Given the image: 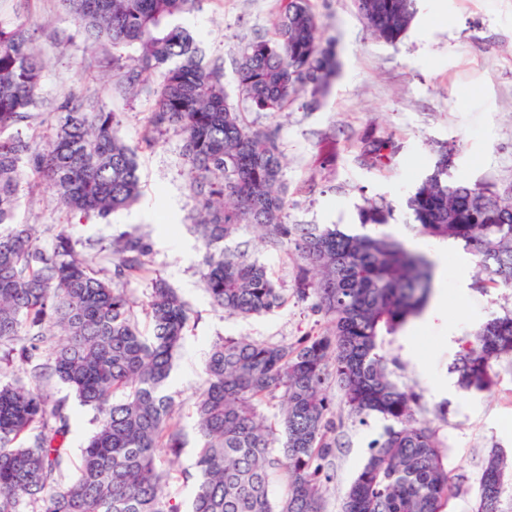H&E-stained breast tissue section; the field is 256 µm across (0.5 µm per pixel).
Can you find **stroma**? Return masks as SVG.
I'll use <instances>...</instances> for the list:
<instances>
[{"label":"stroma","instance_id":"35a3bbf8","mask_svg":"<svg viewBox=\"0 0 512 512\" xmlns=\"http://www.w3.org/2000/svg\"><path fill=\"white\" fill-rule=\"evenodd\" d=\"M278 0H201L184 19L206 60L220 63L229 103L249 124L275 129L284 154L288 187L287 221L337 224L357 233L366 200L390 207L386 227L395 237L419 241L437 264L436 292L446 302L434 318L410 320L388 345L401 384L419 398V417L431 420L449 447L448 468L459 480L444 512H473L480 465L492 450L512 457V356L493 366L488 392L447 393L452 370L469 332L489 318L512 311V290L479 289L481 273L463 248L416 237L407 198L426 178L441 142H455L451 178L512 186V0H419V12L397 43L376 39L356 13L353 0H314L324 37L336 40L339 75L314 110L292 105L258 112L238 95L235 68L239 47L271 36ZM0 21L23 22L34 31L46 68L39 112L77 94L84 103L116 112L125 141L138 145L154 103L150 87L120 92L112 78V50L91 46L59 0H0ZM371 134L398 147L389 169L363 166L360 140ZM144 189L140 203L105 220L71 223L48 193L23 194L19 217L34 224L43 249L68 229L77 250L96 255L127 231L147 234L153 268L178 290L192 310L189 330L175 359L166 390L177 404L175 423L189 444L179 457L161 456L171 478L165 494L181 512L191 508L192 487L180 473L192 469L196 439L193 398L203 382L212 344L219 338L295 343L325 332L328 322L312 301L294 294L299 263L295 253L262 242L241 226L229 247L248 245L284 288L288 302L271 314L241 319L212 307L201 284V242L194 229L196 201L188 187L182 139L159 136L139 152ZM50 400L68 401L69 446L79 452L92 432L90 409L70 398L67 387L50 381ZM338 432L346 443L327 470L325 512H341L342 500L385 423L370 416L350 418L335 381H328Z\"/></svg>","mask_w":512,"mask_h":512}]
</instances>
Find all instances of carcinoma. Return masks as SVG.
Masks as SVG:
<instances>
[{
  "label": "carcinoma",
  "instance_id": "1",
  "mask_svg": "<svg viewBox=\"0 0 512 512\" xmlns=\"http://www.w3.org/2000/svg\"><path fill=\"white\" fill-rule=\"evenodd\" d=\"M85 40L112 47V77L127 91L157 79L154 106L137 147L119 120L65 97L45 131L24 134L38 106L45 67L22 23L0 22V512H177L165 500L170 473L159 454L178 455L187 439L164 393L191 320L178 291L151 267L146 235L127 233L97 256L80 255L61 230L51 251L35 225L17 221L21 192L47 191L68 214L106 220L143 197L137 152L156 135L184 142L189 190L197 201L202 285L211 305L232 316L271 313L287 301L267 268L224 242L243 224L274 246L295 242L302 261L294 294L315 298L330 328L291 345L238 338L213 343L194 399L197 443L192 512H324V469L336 453V422L325 389L336 379L348 413L389 421L345 494L342 512H443L453 495L449 448L416 397L394 378L386 345L425 309L435 264L377 228L391 209L360 208L361 227L289 224L283 157L273 129L255 128L227 102L221 66L204 63L180 19L199 0H60ZM418 0H354L370 33L394 43ZM339 63L311 0H281L272 35L246 43L236 68L239 96L259 112L304 99L320 103ZM443 142L430 173L408 198L411 228L436 242L463 243L495 288H512V200L485 185L449 178ZM388 138L361 141L363 163L387 167ZM474 196L457 222L456 194ZM147 279L141 310L126 285ZM512 355V313L473 333L453 371L464 391H487L493 363ZM58 379L93 412L94 431L70 463L67 404L49 403ZM272 405L269 422L260 407ZM280 453H274L276 444ZM508 465L485 460L475 512H502ZM286 491L271 497L274 473Z\"/></svg>",
  "mask_w": 512,
  "mask_h": 512
}]
</instances>
